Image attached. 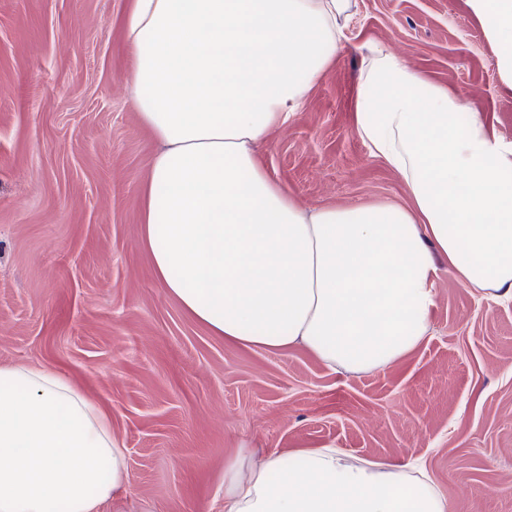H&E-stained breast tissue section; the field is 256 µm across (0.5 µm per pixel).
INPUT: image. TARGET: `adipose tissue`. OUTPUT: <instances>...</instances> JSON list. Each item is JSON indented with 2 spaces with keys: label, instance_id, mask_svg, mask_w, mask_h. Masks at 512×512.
Here are the masks:
<instances>
[{
  "label": "adipose tissue",
  "instance_id": "obj_1",
  "mask_svg": "<svg viewBox=\"0 0 512 512\" xmlns=\"http://www.w3.org/2000/svg\"><path fill=\"white\" fill-rule=\"evenodd\" d=\"M512 90V0H467ZM350 0H131L130 96L158 148L141 242L156 281L213 332L300 345L366 373L433 332L437 269L512 300V143L474 106L379 50L354 132L400 171L411 206L305 208L258 148L287 125L345 38ZM109 415L46 367L0 366V512H99L125 486ZM224 512H452L411 463L351 462L327 443L224 464Z\"/></svg>",
  "mask_w": 512,
  "mask_h": 512
}]
</instances>
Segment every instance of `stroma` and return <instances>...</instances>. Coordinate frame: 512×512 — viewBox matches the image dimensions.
<instances>
[{"label":"stroma","mask_w":512,"mask_h":512,"mask_svg":"<svg viewBox=\"0 0 512 512\" xmlns=\"http://www.w3.org/2000/svg\"><path fill=\"white\" fill-rule=\"evenodd\" d=\"M129 0H0V366H46L112 418L128 491L100 512H224V462L245 449L413 460L455 512H512V301L438 269L433 334L364 374L309 350L224 340L156 282L141 243L155 140L128 85ZM475 100L512 142V92L467 0H351L335 63L261 146L305 206L412 197L353 131L376 48Z\"/></svg>","instance_id":"1"}]
</instances>
